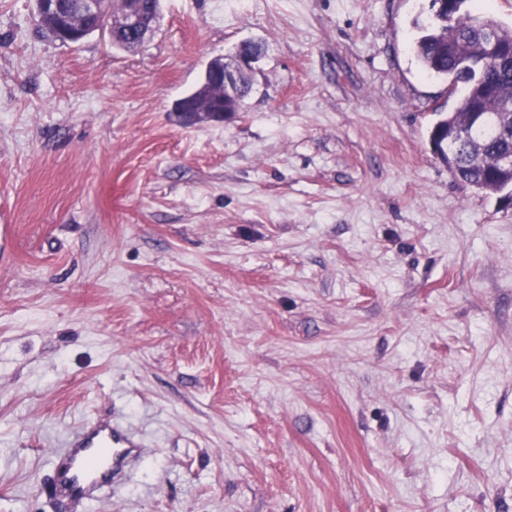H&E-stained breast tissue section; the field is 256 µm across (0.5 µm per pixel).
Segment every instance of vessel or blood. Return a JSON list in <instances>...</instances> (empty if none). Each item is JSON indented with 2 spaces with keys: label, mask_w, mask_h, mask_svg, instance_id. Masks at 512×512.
<instances>
[{
  "label": "vessel or blood",
  "mask_w": 512,
  "mask_h": 512,
  "mask_svg": "<svg viewBox=\"0 0 512 512\" xmlns=\"http://www.w3.org/2000/svg\"><path fill=\"white\" fill-rule=\"evenodd\" d=\"M139 446L135 436L112 418L87 422L58 450L49 497L67 502L73 512H89L104 489L138 459Z\"/></svg>",
  "instance_id": "b4317fda"
}]
</instances>
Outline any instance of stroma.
<instances>
[{"label": "stroma", "mask_w": 512, "mask_h": 512, "mask_svg": "<svg viewBox=\"0 0 512 512\" xmlns=\"http://www.w3.org/2000/svg\"><path fill=\"white\" fill-rule=\"evenodd\" d=\"M430 0H162L134 50L0 0V512L116 413L94 512H512V206L432 151ZM261 46L223 121L208 62Z\"/></svg>", "instance_id": "stroma-1"}]
</instances>
